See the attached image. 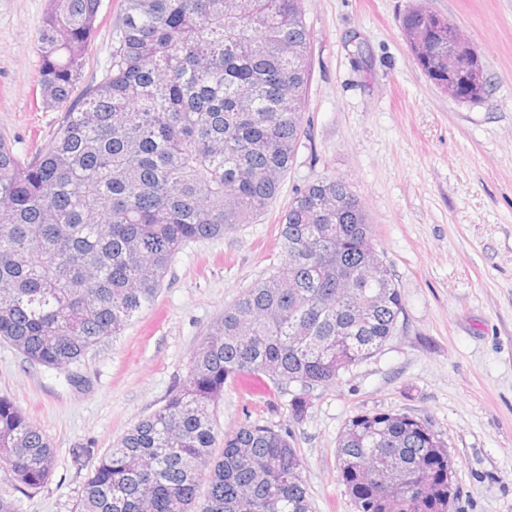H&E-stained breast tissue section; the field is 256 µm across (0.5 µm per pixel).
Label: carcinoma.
<instances>
[{
	"mask_svg": "<svg viewBox=\"0 0 512 512\" xmlns=\"http://www.w3.org/2000/svg\"><path fill=\"white\" fill-rule=\"evenodd\" d=\"M101 0H52L39 34L43 103L61 122L29 157L0 137V339L59 370L149 306L175 254L250 224L276 199L304 136L312 35L302 0H123L109 66L72 99ZM414 60L448 84V19L410 9ZM274 270L206 330L188 373L103 456L76 512H311L290 433L260 418L224 435L215 410L248 373L314 391L390 340L404 301L350 186L318 178L280 224ZM358 512H449L446 445L427 421L358 413L336 450ZM55 452L0 395V512L39 489ZM204 500H199L201 481Z\"/></svg>",
	"mask_w": 512,
	"mask_h": 512,
	"instance_id": "1",
	"label": "carcinoma"
}]
</instances>
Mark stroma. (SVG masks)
Listing matches in <instances>:
<instances>
[{
  "label": "stroma",
  "instance_id": "obj_1",
  "mask_svg": "<svg viewBox=\"0 0 512 512\" xmlns=\"http://www.w3.org/2000/svg\"><path fill=\"white\" fill-rule=\"evenodd\" d=\"M448 18L479 55L489 90L477 102L444 93L414 62L402 17L415 4ZM121 0H101L75 89L110 58ZM48 0H0V136L17 155L63 112L44 108L39 34ZM312 34L307 134L277 200L253 223L187 243L154 303L121 336L83 357L75 387L0 340V395L32 418L55 450L20 512H75L97 465L186 377L206 328L279 253V220L295 192L323 176L346 181L404 299L394 336L319 388L302 422L289 387L224 388L216 432L263 417L289 430L312 512H357L336 468L355 414L399 411L430 422L447 446L452 512H512V0H303Z\"/></svg>",
  "mask_w": 512,
  "mask_h": 512
}]
</instances>
